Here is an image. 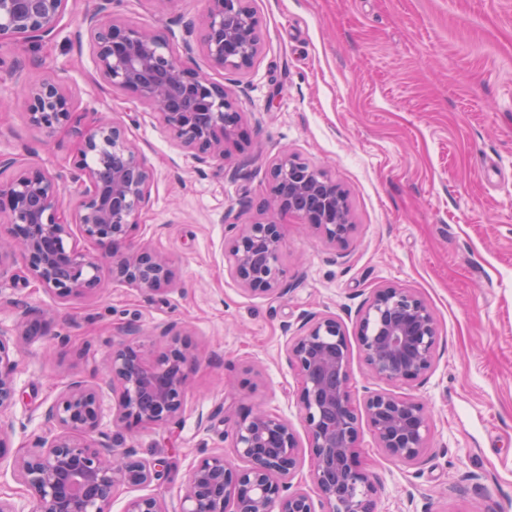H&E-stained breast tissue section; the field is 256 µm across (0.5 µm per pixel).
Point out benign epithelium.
<instances>
[{
  "label": "benign epithelium",
  "mask_w": 512,
  "mask_h": 512,
  "mask_svg": "<svg viewBox=\"0 0 512 512\" xmlns=\"http://www.w3.org/2000/svg\"><path fill=\"white\" fill-rule=\"evenodd\" d=\"M112 0L87 19L95 37L99 70L111 86L158 114L164 127L196 158L222 160L239 136L237 103L224 89L165 52L166 43L148 31L113 20ZM67 0H0V38L17 42L50 37ZM259 20L248 0H208L199 47L210 64L244 72L261 48ZM30 120L52 134L68 129L79 142L69 171L88 183L70 211L63 175L39 166L22 168L0 182V276L16 261L60 301L100 292V270L112 280L144 292H160L173 279L169 260L149 248L130 247L137 217L149 199L153 172L122 122L100 121L83 130L74 119L70 95L53 75L21 88ZM270 197L260 202L273 217L243 224L229 243L231 273L246 290L280 289L284 236L279 218L293 215L327 239L349 237L354 224L336 182L294 154L280 152L269 164ZM100 252L73 240V229ZM112 344L103 367L105 384L118 394L104 408L102 389L82 380L68 383L45 408L48 436L34 452L15 457L13 474L29 492L31 509L0 497V512H111L122 488L141 490L161 479L160 463L126 448L98 444L106 416L117 429L164 427L184 409L195 357L177 337L147 348L133 327ZM439 323L433 309L407 288L388 285L374 292L359 316L358 341L372 376L411 382L434 362ZM298 379V402L313 468L310 480L322 512H374L375 481L359 464L358 442L367 421L385 455L414 464L427 447L429 418L412 397L370 391L364 410L350 389V349L341 321L313 316L287 350ZM19 398L10 342L0 337V415ZM240 466L213 453L193 468L176 512H316L310 494L292 488L302 447L294 426L262 408L224 413ZM123 512H171L166 501L145 493L130 497Z\"/></svg>",
  "instance_id": "7a95c632"
}]
</instances>
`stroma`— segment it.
<instances>
[{"mask_svg": "<svg viewBox=\"0 0 512 512\" xmlns=\"http://www.w3.org/2000/svg\"><path fill=\"white\" fill-rule=\"evenodd\" d=\"M98 5L68 0L52 37L27 49L0 40V156L70 168L75 137L33 126L20 92L49 72L81 125L124 122L153 172L133 242L167 257L174 278L149 294L105 267L100 296L61 302L23 266L0 276V335L18 341L20 393L0 496L27 501L14 456L44 436L42 413L71 379L98 382L126 327L150 341L171 327L197 356L184 410L123 443L164 461L154 491L174 510L201 456L234 454L221 412L261 406L301 427L286 350L310 315L331 314L348 337L355 403L370 390L410 396L430 422L415 465L387 457L362 427L376 512H512V0H250L261 52L242 73L184 50V27L202 25L206 0H112L117 21L153 30L236 99L248 140L207 164L104 81L82 25ZM283 149L336 180L355 230L333 242L285 216V276L263 295L231 275L227 241L236 225L265 220L259 198ZM387 285L416 293L439 321L434 365L409 383L369 378L357 338L359 312ZM25 308L55 316L21 341Z\"/></svg>", "mask_w": 512, "mask_h": 512, "instance_id": "obj_1", "label": "stroma"}]
</instances>
